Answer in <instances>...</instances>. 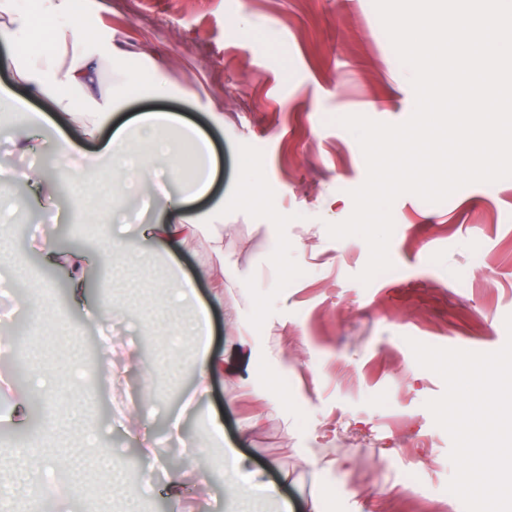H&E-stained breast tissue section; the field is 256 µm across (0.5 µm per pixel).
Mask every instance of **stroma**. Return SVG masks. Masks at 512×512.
<instances>
[{
  "label": "stroma",
  "instance_id": "obj_1",
  "mask_svg": "<svg viewBox=\"0 0 512 512\" xmlns=\"http://www.w3.org/2000/svg\"><path fill=\"white\" fill-rule=\"evenodd\" d=\"M56 29L80 24L84 32L111 41L112 59L102 84L125 88L128 71L140 74L118 108L116 121L144 112H171L197 124L216 148L215 182L209 196L187 200L183 211L202 216L188 247L176 255L194 279L212 323L210 346L223 357L207 397L172 438L167 417L181 407L194 372L187 363L192 337L169 347L183 367L176 383L158 385L145 399L137 360L155 362L154 338L162 322L187 324L191 304L175 303L164 290L168 264L155 243L136 228L144 207L160 209L157 187L143 185L129 197L107 199L100 168L82 181L84 200L53 199L49 208L31 202L22 182L0 181V201L11 204L0 220L8 250L0 256V321L23 324L17 298L20 281L13 261L22 258L33 280L51 290L63 313L71 352L84 356L79 370L62 362L57 337L42 336L45 371L69 390L91 438L63 443L50 432L49 406L32 402L28 427L0 422V476L12 489L11 512H27L37 491L18 484L19 463L11 448L28 428L41 436L39 451L48 475H61L67 446L84 449L82 480L54 512H227L241 486H225L211 473V458L197 457L182 470L184 446L206 439L209 418L224 426L225 446L243 460L250 484L278 486L281 500L305 512L319 499L322 512H464L447 491L453 474L451 439L436 426L427 400L444 391L443 380L420 367L409 340L475 352H494L506 342L504 320L512 314V178L494 187L465 186L438 204L404 194L392 207L395 229L389 256L396 276L370 284L356 276L369 249L357 236L330 238L326 226L353 210L350 190L366 178L355 138L337 117L362 114L397 124L414 108L410 75L398 60L372 0H84L83 11L56 12ZM167 74L163 92L149 76ZM15 113L0 108V167L40 169L55 156L45 131L37 149L19 154L7 135ZM255 182L265 199L255 209L238 199L244 181ZM67 225L62 251L94 252L81 228L109 224L126 229L136 253L127 279L147 283L148 308L119 305L98 327L86 320L89 301L74 300L65 273L38 255L33 240L50 225ZM224 227V277L205 278L208 225ZM112 338V360L125 375L110 393L96 382L99 335ZM142 406L137 427L124 430L119 410ZM164 451V477H147L146 444ZM109 453L123 471L113 491L97 470ZM415 476L402 480V472ZM209 476L205 501H173L169 479Z\"/></svg>",
  "mask_w": 512,
  "mask_h": 512
}]
</instances>
